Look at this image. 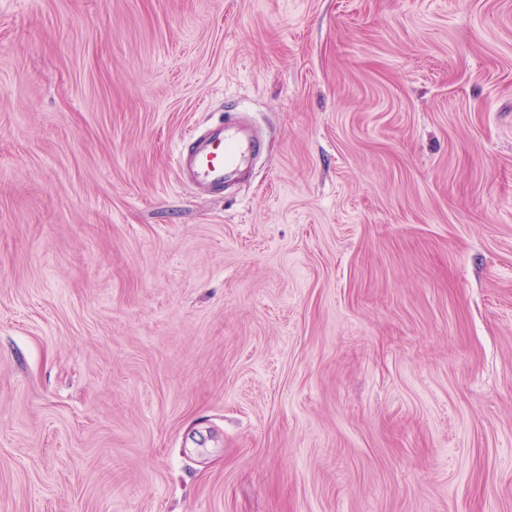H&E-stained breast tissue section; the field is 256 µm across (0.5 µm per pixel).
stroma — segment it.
<instances>
[{
    "instance_id": "stroma-1",
    "label": "stroma",
    "mask_w": 512,
    "mask_h": 512,
    "mask_svg": "<svg viewBox=\"0 0 512 512\" xmlns=\"http://www.w3.org/2000/svg\"><path fill=\"white\" fill-rule=\"evenodd\" d=\"M0 512H512V0H0ZM262 139L248 135L235 120L191 129L176 154L183 181L205 194H224V185L238 180L261 155Z\"/></svg>"
}]
</instances>
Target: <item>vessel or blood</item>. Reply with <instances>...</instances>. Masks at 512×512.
I'll return each instance as SVG.
<instances>
[{
    "instance_id": "b4317fda",
    "label": "vessel or blood",
    "mask_w": 512,
    "mask_h": 512,
    "mask_svg": "<svg viewBox=\"0 0 512 512\" xmlns=\"http://www.w3.org/2000/svg\"><path fill=\"white\" fill-rule=\"evenodd\" d=\"M262 140L246 134L238 121L227 120L190 130L176 154L183 181L206 194L223 193L261 154Z\"/></svg>"
}]
</instances>
